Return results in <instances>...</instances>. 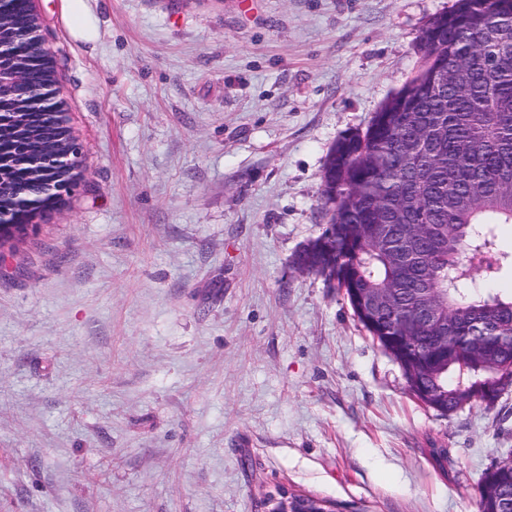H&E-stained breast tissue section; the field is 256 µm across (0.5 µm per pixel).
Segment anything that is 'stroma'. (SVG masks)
<instances>
[{"mask_svg": "<svg viewBox=\"0 0 512 512\" xmlns=\"http://www.w3.org/2000/svg\"><path fill=\"white\" fill-rule=\"evenodd\" d=\"M456 0H34L79 189L0 247V512H478L512 391L445 415L299 271L337 139ZM264 512H334L333 504L327 499L306 494L281 490L269 495L263 501Z\"/></svg>", "mask_w": 512, "mask_h": 512, "instance_id": "1", "label": "stroma"}]
</instances>
